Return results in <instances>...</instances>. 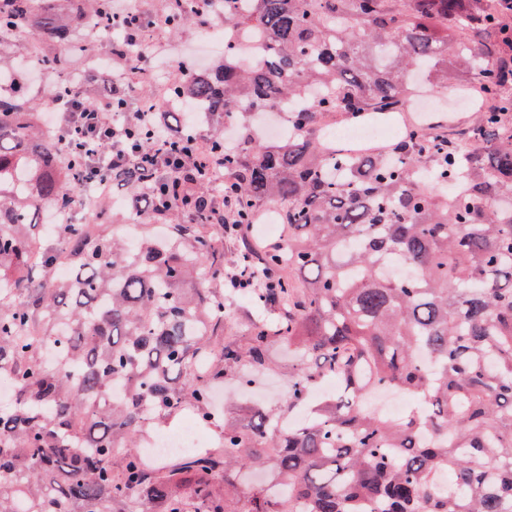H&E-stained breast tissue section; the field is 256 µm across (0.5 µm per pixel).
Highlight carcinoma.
<instances>
[{
    "label": "carcinoma",
    "mask_w": 512,
    "mask_h": 512,
    "mask_svg": "<svg viewBox=\"0 0 512 512\" xmlns=\"http://www.w3.org/2000/svg\"><path fill=\"white\" fill-rule=\"evenodd\" d=\"M218 10L259 34L263 62L241 65L226 43L216 66L178 73L173 88L207 109L213 135L241 130L224 157L227 224L214 223L207 184L174 173L178 206L130 213L169 225L164 240L114 233L104 199L94 223L37 238L36 211L74 206L87 160L36 128L49 101L21 79L0 84V376L15 385L0 405V512H131L134 499L147 512H512V120H501L512 83L489 77L500 0H165L162 18L183 33ZM110 26L111 0H0V61L28 36L41 45L34 66L65 74L63 98L99 85L89 37ZM463 30L487 36L479 51ZM131 48H110L124 92L146 84ZM414 69L490 85L467 148L422 130L388 157L324 152L327 118L399 111ZM286 100L299 102L288 136L254 140L257 114ZM144 167L114 185L150 193ZM264 206L283 238L227 267L224 241ZM391 255L411 274L387 277ZM222 284L265 312L244 347L213 343L226 330ZM277 344L295 360L280 408L236 404L212 453L143 465L147 427L185 410L213 423L209 389L247 386ZM328 377L343 389L311 402ZM389 392L409 409L367 408ZM307 404L305 422L277 428Z\"/></svg>",
    "instance_id": "obj_1"
}]
</instances>
